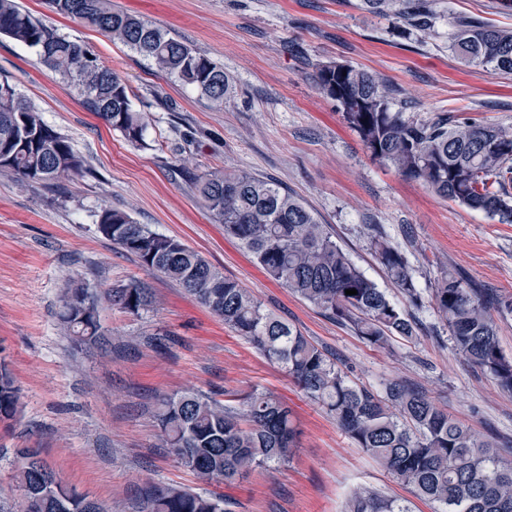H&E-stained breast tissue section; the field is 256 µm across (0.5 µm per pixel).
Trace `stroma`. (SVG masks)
I'll list each match as a JSON object with an SVG mask.
<instances>
[{
  "mask_svg": "<svg viewBox=\"0 0 512 512\" xmlns=\"http://www.w3.org/2000/svg\"><path fill=\"white\" fill-rule=\"evenodd\" d=\"M19 2L126 79L134 108L149 117L152 146L130 145L34 50L0 35V76L70 139L87 167L56 186L21 187L0 174V359L20 388L18 414L0 423V512L23 508L14 479L20 448L40 449L69 486L108 512H141L143 493L157 483L204 491L165 454L155 419L162 396L185 390L219 400L268 391L288 403L299 425L290 463L216 485L232 512H343L359 489L413 499L248 340L105 238L95 224L105 206L201 252L358 384L377 392L386 380H406L458 421L495 442L512 441V393L465 361L430 304L411 310L413 339H394L387 349L366 345L267 278L212 223L188 180L211 168L276 180L332 227L394 302L402 297L371 248L375 224L405 255L425 299L447 270L512 294V224L443 200L371 159L313 79L316 65L348 63L387 79L395 98L410 102L411 117L463 112L512 127V74L462 63L448 48L454 17L512 29V11L499 0H438L434 30L404 39L394 19L354 0H112L223 64L233 92L218 108L123 44L55 14L48 0ZM133 277L152 288L153 308L132 316L101 306L102 341L75 344L59 319L64 289L99 292Z\"/></svg>",
  "mask_w": 512,
  "mask_h": 512,
  "instance_id": "stroma-1",
  "label": "stroma"
}]
</instances>
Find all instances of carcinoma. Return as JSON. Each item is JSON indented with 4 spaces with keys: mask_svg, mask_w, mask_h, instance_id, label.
<instances>
[{
    "mask_svg": "<svg viewBox=\"0 0 512 512\" xmlns=\"http://www.w3.org/2000/svg\"><path fill=\"white\" fill-rule=\"evenodd\" d=\"M54 12L109 33L112 40L149 61L165 78L224 106L232 86L224 66L112 0H50ZM436 0H358V8L397 20L398 36L426 34L437 19ZM0 34L36 50L40 61L74 87L83 104L124 139L146 141L147 116L134 109L127 82L83 45L0 0ZM449 50L467 64L512 74V30L479 18L459 17ZM313 79L337 102L344 121L370 157L418 181L438 197L512 224V128L481 125L463 114L422 120L405 116L379 74L336 63L316 68ZM85 161L63 134L47 124L15 85L0 80V173L21 186L55 182L83 173ZM192 186L224 236L249 253L264 273L307 301L364 343L387 349L396 337L416 335L413 317L391 302L341 248L328 225L273 179L214 169L192 176ZM100 233L137 257L149 274H161L196 298L224 326L247 339L298 389L336 419L342 432L369 457L409 486L416 498L444 512H512V456L492 439L463 426L422 390L398 379L383 393L358 385L296 326L266 310L237 281L217 271L181 240L137 223L129 213L102 208ZM372 249L405 300L422 302L404 254L380 232ZM356 289L347 295L345 290ZM108 303L138 316L154 303L151 288L132 278L92 294L77 285L61 297L60 319L78 343L101 337L98 308ZM430 304L448 325L454 347L467 362L512 393V357L500 347L493 313L512 314V296H490L456 272L446 271ZM20 389L0 361V420L15 417ZM156 420L164 446L181 466L207 484L230 483L257 467L291 461L298 427L288 405L254 389L241 407L185 391L159 400ZM15 480L21 494L37 499L30 512H103L99 503L68 487L37 448L17 451ZM145 512H231L224 495L152 485ZM346 512H413L407 499L366 490Z\"/></svg>",
    "mask_w": 512,
    "mask_h": 512,
    "instance_id": "carcinoma-1",
    "label": "carcinoma"
}]
</instances>
